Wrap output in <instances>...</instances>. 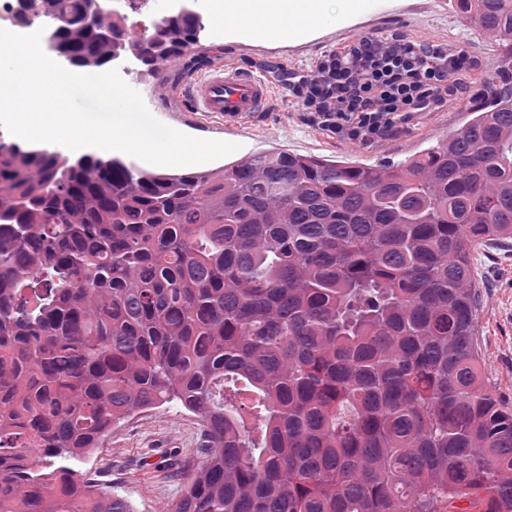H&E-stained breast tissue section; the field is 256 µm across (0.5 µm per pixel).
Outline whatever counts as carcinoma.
I'll return each mask as SVG.
<instances>
[{
	"label": "carcinoma",
	"mask_w": 512,
	"mask_h": 512,
	"mask_svg": "<svg viewBox=\"0 0 512 512\" xmlns=\"http://www.w3.org/2000/svg\"><path fill=\"white\" fill-rule=\"evenodd\" d=\"M82 2L41 11L99 73L159 76L205 29L175 11L118 46ZM456 6L497 45L491 96L402 164L0 149V512H133L72 464L172 402L202 460L166 512H512L472 264L512 239V0Z\"/></svg>",
	"instance_id": "carcinoma-1"
}]
</instances>
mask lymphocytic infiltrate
<instances>
[{"label":"lymphocytic infiltrate","mask_w":512,"mask_h":512,"mask_svg":"<svg viewBox=\"0 0 512 512\" xmlns=\"http://www.w3.org/2000/svg\"><path fill=\"white\" fill-rule=\"evenodd\" d=\"M476 65L463 48L363 35L307 69L294 87L315 124L368 144L394 136L415 114L462 102L461 75Z\"/></svg>","instance_id":"lymphocytic-infiltrate-1"}]
</instances>
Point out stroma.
Listing matches in <instances>:
<instances>
[{"instance_id": "35a3bbf8", "label": "stroma", "mask_w": 512, "mask_h": 512, "mask_svg": "<svg viewBox=\"0 0 512 512\" xmlns=\"http://www.w3.org/2000/svg\"><path fill=\"white\" fill-rule=\"evenodd\" d=\"M364 34L420 39L443 49L466 48L478 61L465 76L469 96L452 108L418 115L397 135L371 145L352 143L318 128L281 77L302 74L318 58ZM227 56L239 67L272 80L267 108L234 130L214 120L196 126L175 90ZM493 59L491 41L466 23L454 0H370L369 10L356 24L326 26L314 36L288 44L248 41L220 28L205 30L191 53L168 65L163 81L143 72L136 89L163 123L195 138L238 144V151L211 161L214 169L271 151L387 166L421 154L468 120L470 109L490 94L485 78ZM473 263L480 293L476 329L482 368L494 389L512 399V242L479 249ZM199 435L200 425L192 414L166 404L121 422L75 468L98 475L131 501L134 512H162L176 501L199 462Z\"/></svg>"}]
</instances>
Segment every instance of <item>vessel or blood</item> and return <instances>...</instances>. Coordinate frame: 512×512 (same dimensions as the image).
<instances>
[{"label":"vessel or blood","instance_id":"obj_1","mask_svg":"<svg viewBox=\"0 0 512 512\" xmlns=\"http://www.w3.org/2000/svg\"><path fill=\"white\" fill-rule=\"evenodd\" d=\"M181 94L193 113L219 117L231 127L264 111L270 86L265 79L228 59L212 64Z\"/></svg>","mask_w":512,"mask_h":512}]
</instances>
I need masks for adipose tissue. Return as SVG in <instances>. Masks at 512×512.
<instances>
[{"label": "adipose tissue", "mask_w": 512, "mask_h": 512, "mask_svg": "<svg viewBox=\"0 0 512 512\" xmlns=\"http://www.w3.org/2000/svg\"><path fill=\"white\" fill-rule=\"evenodd\" d=\"M368 0H217L213 20L257 41L287 42L304 30L356 20Z\"/></svg>", "instance_id": "1"}]
</instances>
